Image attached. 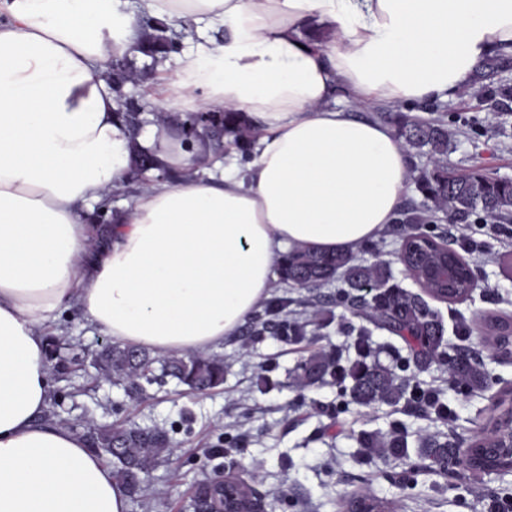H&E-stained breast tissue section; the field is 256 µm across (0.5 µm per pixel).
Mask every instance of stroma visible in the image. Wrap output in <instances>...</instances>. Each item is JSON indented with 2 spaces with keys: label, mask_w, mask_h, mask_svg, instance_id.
<instances>
[{
  "label": "stroma",
  "mask_w": 512,
  "mask_h": 512,
  "mask_svg": "<svg viewBox=\"0 0 512 512\" xmlns=\"http://www.w3.org/2000/svg\"><path fill=\"white\" fill-rule=\"evenodd\" d=\"M396 109L418 119L435 111L456 116L452 145L441 160L448 170L464 174L480 169L512 179V111L492 112L471 89L431 108L402 103ZM433 230L451 245L463 233L482 243L468 257L477 276L473 291L464 300L438 305L446 338L480 351L485 317L512 319V277L502 265L503 256L512 254V238L487 235L477 223L440 221ZM406 234L403 224L385 225L354 254L360 259L380 254L390 262L395 280L416 292L419 284L396 260ZM335 313L331 325L310 329L297 346L269 332L254 334L251 323H244L214 349L226 366L223 386L196 395L160 374L152 382H140L135 393L127 383L99 378L92 360L111 338L90 326L76 304L64 305L50 332L83 364L65 375L50 372L48 421L77 432L115 424L169 432V455L152 470L141 497L130 500L128 512H194L197 487L233 470L265 495L274 512H343L342 499L354 493L395 504L397 512H479L490 497L512 492V473L447 477L415 458L364 457L357 442L360 433L386 434L397 423L406 426L414 441L471 442L490 418L500 391L512 390V360L482 353L492 386L452 395L455 418L450 424L404 400L362 407L338 385L301 389L293 383L298 364L311 351L354 357L353 338L343 326L353 314L340 307ZM261 376L266 385H258Z\"/></svg>",
  "instance_id": "35a3bbf8"
}]
</instances>
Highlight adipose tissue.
Wrapping results in <instances>:
<instances>
[{
  "instance_id": "obj_1",
  "label": "adipose tissue",
  "mask_w": 512,
  "mask_h": 512,
  "mask_svg": "<svg viewBox=\"0 0 512 512\" xmlns=\"http://www.w3.org/2000/svg\"><path fill=\"white\" fill-rule=\"evenodd\" d=\"M144 15L204 33L154 106L245 113L259 137L244 172L117 121L106 63ZM498 52L512 53V0H0V512H128L82 435L42 419L63 303L157 355L220 344L284 255L352 251L398 217L401 143L334 98H445ZM136 144L182 177L140 185L95 245L86 211L123 186Z\"/></svg>"
}]
</instances>
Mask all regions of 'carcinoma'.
<instances>
[{"label":"carcinoma","mask_w":512,"mask_h":512,"mask_svg":"<svg viewBox=\"0 0 512 512\" xmlns=\"http://www.w3.org/2000/svg\"><path fill=\"white\" fill-rule=\"evenodd\" d=\"M142 35L130 50L112 57L107 77L112 80L119 98L120 112L125 125L136 139L141 116L150 107L144 97L124 92L133 74L132 56L136 53L151 57L159 63L180 52L182 35L173 34L172 27L152 18L141 19ZM512 65V55L497 53L484 59L477 69L472 84L479 86L482 97L491 107L509 109L512 106V84L494 81V77ZM198 112H184L173 120L181 144L188 150L198 143H208L221 151L225 143L235 146L241 161L250 160L258 132L241 112H214L215 119L208 124L197 120ZM397 133L410 149L427 150L434 160L432 171L417 180L418 190L424 198V208L411 209L403 214L402 223L412 227L428 224L434 214L442 212L451 224L477 222L487 218L509 220L512 218V181L488 176L478 170L456 175L440 165L448 154L451 133L444 117L428 121H415L407 115L398 116ZM134 168L145 171L166 172L159 165L154 153L142 151L133 144ZM405 263L420 274L428 272L443 258L454 276L448 287L435 289L424 285L423 290L442 302H455L466 297L475 282V272L458 251L448 248L439 237L429 232L408 235L403 248ZM280 283L286 288H319L336 279L344 288L336 294V304L358 308L360 316L371 324L382 327L400 337L409 354L416 358L438 359L447 364L448 384L467 389L487 385V374L474 351L464 357L444 353L440 348L445 342V326L440 312L420 294L408 291L394 282L388 262L358 260L351 253H322L302 249L287 254L278 266ZM309 322L289 316L288 298H283L267 311L262 328L271 330L291 343H300L308 335ZM489 348L503 358H512V320L502 317L486 319ZM356 333L353 348L356 360L342 363L334 352L318 351L310 354L298 365L297 381L302 387L319 383H344L351 380L349 396L352 401L369 406L375 402H396L409 394L414 404L419 398L418 386L402 375L405 363L387 366L370 359L368 336L371 331L361 326L350 328ZM47 360L61 374L82 365L76 356L61 355L59 339L47 337ZM100 373L115 380L136 383L151 380L154 358L144 349L129 346H106L96 359ZM168 375L178 379L195 393H206L224 383V359L220 357L171 356L166 365ZM491 430L472 441V447L459 448L448 442L427 441L419 444L416 452L429 461L428 468L441 475L453 474L460 466L470 471H492L512 464V457L502 452V444L491 439L498 430L512 426V394H503L490 418ZM90 451H101L117 460L116 477L135 498L142 493L144 477L169 451L170 440L163 430H144L133 426L117 425L88 428L84 431ZM361 448L368 455H388L396 458L409 455V435L394 428L387 435L365 434ZM356 512H390L377 500L356 499L350 503Z\"/></svg>","instance_id":"cac0c4a2"}]
</instances>
